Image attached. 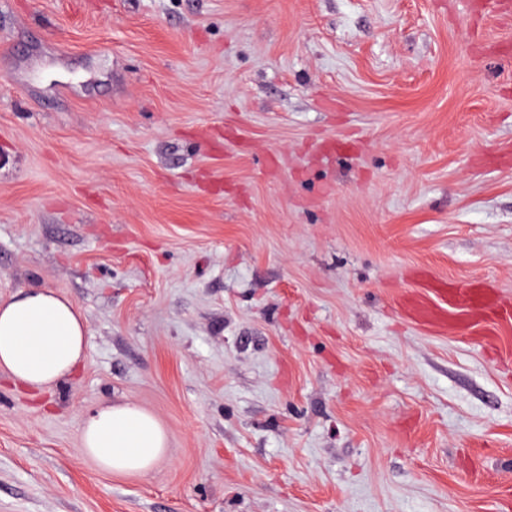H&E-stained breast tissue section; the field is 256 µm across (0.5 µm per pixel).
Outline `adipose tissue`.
Wrapping results in <instances>:
<instances>
[{
	"label": "adipose tissue",
	"instance_id": "ef3b65f1",
	"mask_svg": "<svg viewBox=\"0 0 512 512\" xmlns=\"http://www.w3.org/2000/svg\"><path fill=\"white\" fill-rule=\"evenodd\" d=\"M86 319L50 288H27L0 298V372L19 391L37 397L58 387L85 357ZM168 435L154 415L131 402H110L81 421L80 455L103 472L140 476L165 454Z\"/></svg>",
	"mask_w": 512,
	"mask_h": 512
}]
</instances>
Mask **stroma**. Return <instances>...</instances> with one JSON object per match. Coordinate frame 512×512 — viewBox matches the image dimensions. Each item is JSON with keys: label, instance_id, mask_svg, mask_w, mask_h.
<instances>
[{"label": "stroma", "instance_id": "1", "mask_svg": "<svg viewBox=\"0 0 512 512\" xmlns=\"http://www.w3.org/2000/svg\"><path fill=\"white\" fill-rule=\"evenodd\" d=\"M0 0V298L86 359L0 374V512H512V13ZM165 427L146 475L91 409ZM86 319L51 288L0 298V373L31 397L58 387L85 357ZM168 435L154 415L131 402H110L81 421V456L103 472L140 476L165 454Z\"/></svg>", "mask_w": 512, "mask_h": 512}]
</instances>
